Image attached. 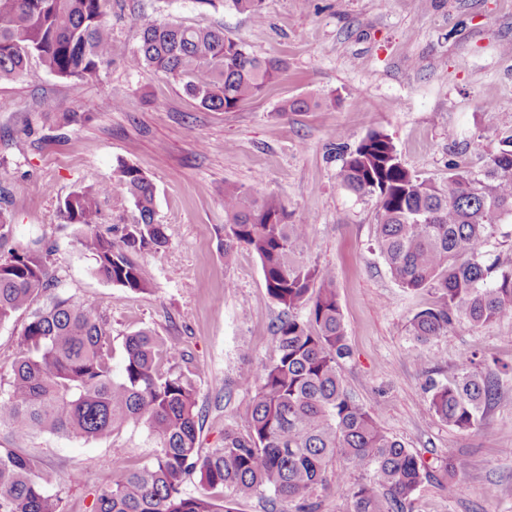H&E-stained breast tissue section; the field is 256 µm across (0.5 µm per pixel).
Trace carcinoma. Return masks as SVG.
Returning a JSON list of instances; mask_svg holds the SVG:
<instances>
[{
	"instance_id": "cac0c4a2",
	"label": "carcinoma",
	"mask_w": 512,
	"mask_h": 512,
	"mask_svg": "<svg viewBox=\"0 0 512 512\" xmlns=\"http://www.w3.org/2000/svg\"><path fill=\"white\" fill-rule=\"evenodd\" d=\"M105 0H0V83L13 82L31 60L48 72L98 79L112 67V26ZM264 0H224L253 19ZM142 66L185 80L205 109L238 108L263 93L285 69L259 59L213 26H186L152 16L138 19ZM345 187L377 199V243L392 277L408 290L431 289L432 306L416 313L409 333L421 342L446 336L466 321L480 326L512 320V268L484 259L495 226L512 217V149L487 155L482 170H457L439 182L405 169L391 140L372 132L346 154L339 173ZM130 197L138 216L115 238L99 230V198ZM155 189L138 168L118 167L112 185L69 194L60 212L86 228L78 239L103 279L146 291L134 255L167 243L155 223ZM224 256L245 247L259 259L270 298L280 307L274 327L276 360L239 372L256 389L247 434L224 432V447L199 455L196 390L184 373H163L162 358L179 350L147 329L123 337L124 369L116 377V351L108 323L68 297L55 294L34 310L20 336L7 387L0 388V426L25 436L35 430L102 440L129 425H143L158 448L141 468L113 471L97 498V512H230L224 490L240 497L272 494L314 512L310 495L327 490L335 460L369 475L354 487V512H407L427 472L378 423V413L343 386L341 362L350 354L334 272L305 258L309 225L288 223L285 206L256 189L224 188ZM49 249L12 248L0 262V325L58 287L49 276ZM309 309L307 319L295 311ZM499 376L466 357L457 378L429 380L428 409L457 429L481 420L496 397ZM200 472L203 491L182 492ZM56 481L37 461L0 448V512H59L48 487Z\"/></svg>"
}]
</instances>
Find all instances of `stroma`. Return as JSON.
<instances>
[{
    "label": "stroma",
    "mask_w": 512,
    "mask_h": 512,
    "mask_svg": "<svg viewBox=\"0 0 512 512\" xmlns=\"http://www.w3.org/2000/svg\"><path fill=\"white\" fill-rule=\"evenodd\" d=\"M112 67L101 78L65 79L30 62L0 84V208L13 222L10 247L42 239L59 293L107 319L115 339L145 328L175 344L173 372L194 376L200 454L223 447L225 430L246 433L255 390L245 365L272 362L279 307L255 254L224 255V188L277 197L311 235L306 260L335 272L351 356L345 388L378 412L380 426L427 466L409 512H512V320L462 325L420 343L410 319L435 296L401 288L377 245V202L347 190L343 156L371 132L386 135L402 165L438 181L480 170L512 140V0H265L259 20L223 0H107ZM151 15L220 26L252 55L287 64L264 94L231 112L202 108L183 81L131 67L137 20ZM54 101L42 110V99ZM305 102L301 112L284 103ZM156 189L161 251L136 256L144 293L97 275L77 244L80 228L59 213L81 188L110 183L120 164ZM476 355L500 389L480 424L460 430L428 409L429 380L452 381ZM0 448L32 456L59 481L60 512H95L114 465L150 464L146 428L85 441L0 427ZM467 467L448 474L449 456Z\"/></svg>",
    "instance_id": "1"
}]
</instances>
